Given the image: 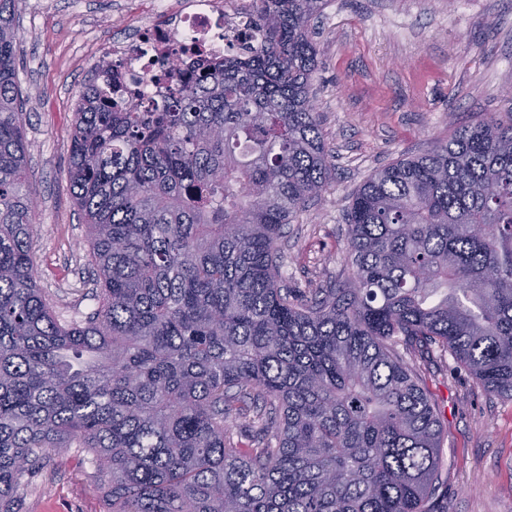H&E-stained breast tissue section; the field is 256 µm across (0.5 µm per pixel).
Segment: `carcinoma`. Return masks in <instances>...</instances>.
<instances>
[{
  "label": "carcinoma",
  "mask_w": 512,
  "mask_h": 512,
  "mask_svg": "<svg viewBox=\"0 0 512 512\" xmlns=\"http://www.w3.org/2000/svg\"><path fill=\"white\" fill-rule=\"evenodd\" d=\"M17 0H0V512L83 448L111 512H448L442 414L407 360L451 355L512 399V107L376 170L349 276L290 288L283 228L326 189L310 22L252 0L254 42L170 63L145 106L105 56L68 176L98 307L39 288ZM247 429L233 432V412Z\"/></svg>",
  "instance_id": "1"
}]
</instances>
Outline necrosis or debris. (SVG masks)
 Here are the masks:
<instances>
[{
	"instance_id": "necrosis-or-debris-1",
	"label": "necrosis or debris",
	"mask_w": 512,
	"mask_h": 512,
	"mask_svg": "<svg viewBox=\"0 0 512 512\" xmlns=\"http://www.w3.org/2000/svg\"><path fill=\"white\" fill-rule=\"evenodd\" d=\"M251 0H185L158 22L109 48L120 61L126 83L138 86L145 99L161 100L169 79L164 62L184 48L196 46L224 54L244 44L252 33Z\"/></svg>"
}]
</instances>
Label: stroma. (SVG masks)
<instances>
[{
  "instance_id": "obj_1",
  "label": "stroma",
  "mask_w": 512,
  "mask_h": 512,
  "mask_svg": "<svg viewBox=\"0 0 512 512\" xmlns=\"http://www.w3.org/2000/svg\"><path fill=\"white\" fill-rule=\"evenodd\" d=\"M147 10L146 0L17 3L38 220L33 264L40 288L69 318L98 306L88 228L69 190L73 112L92 65ZM312 27L314 104L333 168L326 191L281 241L292 288L347 276L346 211L375 170L512 107V0H328ZM416 367L443 411L448 512H512V400L487 392L453 359ZM22 512H108L91 455L54 458L24 487Z\"/></svg>"
}]
</instances>
